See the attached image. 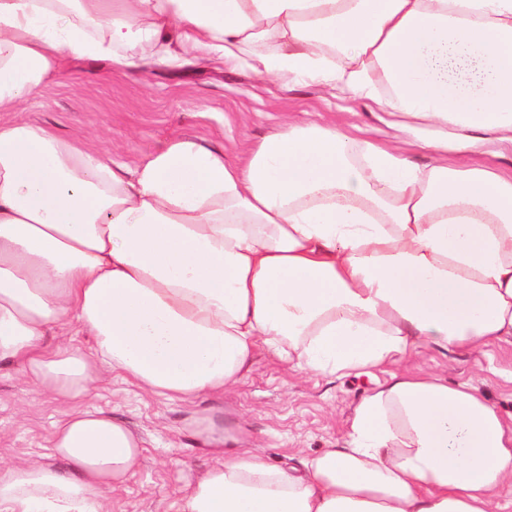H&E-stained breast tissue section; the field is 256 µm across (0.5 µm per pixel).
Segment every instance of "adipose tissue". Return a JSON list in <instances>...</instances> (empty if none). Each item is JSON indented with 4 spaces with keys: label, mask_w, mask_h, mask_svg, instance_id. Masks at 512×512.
I'll return each instance as SVG.
<instances>
[{
    "label": "adipose tissue",
    "mask_w": 512,
    "mask_h": 512,
    "mask_svg": "<svg viewBox=\"0 0 512 512\" xmlns=\"http://www.w3.org/2000/svg\"><path fill=\"white\" fill-rule=\"evenodd\" d=\"M133 44L372 101L434 160L289 121L235 159L180 138L132 167L18 117L64 60L124 73ZM0 112V366L57 399L101 370L217 395L261 350L332 375L512 343V174L448 159L512 143V0H0ZM73 312L93 354L56 339ZM188 423L214 463L177 512H491L512 487V427L436 377L392 374L299 470ZM50 447L66 470L0 465V512H106L143 454L96 409L65 411Z\"/></svg>",
    "instance_id": "ef3b65f1"
}]
</instances>
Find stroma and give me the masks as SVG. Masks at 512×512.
Returning <instances> with one entry per match:
<instances>
[{
  "label": "stroma",
  "mask_w": 512,
  "mask_h": 512,
  "mask_svg": "<svg viewBox=\"0 0 512 512\" xmlns=\"http://www.w3.org/2000/svg\"><path fill=\"white\" fill-rule=\"evenodd\" d=\"M23 117L65 137L97 136L115 160L130 165L191 138L213 148L246 149L276 131L284 118L323 119L358 138L396 143L405 131L381 119L382 108L354 102L329 87L280 82L211 61L158 65L144 58L130 72L110 60L68 61L26 99ZM434 375L467 383L512 423V344L441 353L419 348L393 368L321 376L258 353L248 376L218 397L172 401L103 373L85 404L126 421L144 442L143 459L126 485L107 498L108 512H173L178 489L213 463L189 412H221L238 446L264 450L283 467H301L322 449L341 446L354 403L390 372ZM62 404L29 384L16 367L0 369V463L50 460L48 438Z\"/></svg>",
  "instance_id": "35a3bbf8"
}]
</instances>
